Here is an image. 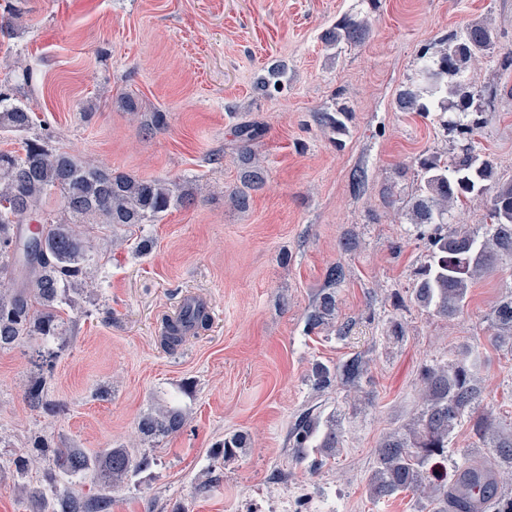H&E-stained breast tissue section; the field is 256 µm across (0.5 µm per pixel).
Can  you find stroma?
<instances>
[{
	"label": "stroma",
	"mask_w": 512,
	"mask_h": 512,
	"mask_svg": "<svg viewBox=\"0 0 512 512\" xmlns=\"http://www.w3.org/2000/svg\"><path fill=\"white\" fill-rule=\"evenodd\" d=\"M9 5L20 16L14 36L0 37V84L33 108L34 135L199 193L158 224L90 229L95 285L61 314L41 401L26 395L36 340L0 349V512H33L22 488L52 460L39 458L23 477L13 461L37 438L147 456L149 466L113 491L111 512H271L283 496L294 512H419L410 494L370 501L375 450L410 423L421 368L464 345L480 354L484 409L512 430V349L489 343L490 312L512 292V267L479 279L454 318L411 303L428 244L405 217L412 178L394 179L397 166L413 170L420 156L468 144L512 177V0H379L373 10L366 0H0V11ZM362 10L369 38L327 49L321 33ZM479 20L498 51L464 74L475 106L493 103L474 135L445 129L435 111H399L420 51ZM275 65L285 81L269 93L261 81ZM126 94L139 113L123 110ZM341 105L351 120L337 144L315 115ZM158 108L168 115L161 131L149 127ZM244 121L263 129L266 183L241 211L228 193L239 182L234 128ZM390 182L396 203L387 208ZM129 236L147 250L117 246ZM335 265L345 272L336 318L307 330ZM188 293L208 304L211 326L167 349L158 332ZM394 320L403 337L391 334ZM357 354L368 363L362 400L312 387L315 363ZM166 406L183 413V428L144 437L142 418ZM308 412L336 415L343 433L342 453L314 474L289 456L288 434ZM233 434L246 447L218 457Z\"/></svg>",
	"instance_id": "35a3bbf8"
}]
</instances>
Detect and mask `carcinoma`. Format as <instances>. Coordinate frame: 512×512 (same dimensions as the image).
Here are the masks:
<instances>
[{
	"instance_id": "cac0c4a2",
	"label": "carcinoma",
	"mask_w": 512,
	"mask_h": 512,
	"mask_svg": "<svg viewBox=\"0 0 512 512\" xmlns=\"http://www.w3.org/2000/svg\"><path fill=\"white\" fill-rule=\"evenodd\" d=\"M370 34L366 17L346 15L323 31L322 42L339 49L360 44ZM493 30L483 21L470 23L457 35L448 34L422 50L417 80L397 95L401 112L428 113L433 108L452 111L443 127L471 134L485 111L470 110L472 94L456 81L471 65L494 56ZM317 122L341 136L347 132L348 111L321 112ZM36 116L21 101L0 91V133L22 144V151H0V348H8L32 336L59 334L62 305L73 306V295L91 287L89 263L92 245L76 228L108 224L114 228L157 224L172 210L192 204L195 192L176 182L143 179L123 171L103 168L70 152L50 149L31 137ZM261 129L244 122L234 129L242 164L240 182L231 194L233 206L245 210L251 192L265 183V170L254 145ZM416 187L406 209L407 223L427 240L431 254L412 288L411 300L443 318L463 312L469 288L501 261L512 262V180L496 173L491 159L472 148L446 157L436 152L419 159L414 172ZM57 194L60 214L46 218L43 201ZM485 200L490 220L485 236L465 227L448 230L451 211L471 199ZM343 269L331 268L324 288L307 315V325L318 328L335 318L336 286ZM207 306L197 302L170 325L165 345L173 350L185 339L186 330L197 336L209 329ZM490 343L512 349V292L501 297L491 312ZM472 348H462L447 363L426 365L420 372V409L410 427L388 436L375 450L376 463L368 480V494L376 502L410 493L423 500L428 512H475L486 505L493 512H512V492L502 491L503 474L512 480V435L495 426L481 410ZM366 372V361L355 355L341 366L318 364L312 386L324 391L339 382L357 388ZM468 420L474 437L491 449L485 461H472L448 474V440ZM184 416L165 410L144 417L140 431L147 438L167 437L182 429ZM342 434L336 416L326 419L304 414L289 433L291 457L311 472L340 452ZM51 454L54 472L44 482L25 486L26 497L37 512H108L109 493L148 466L147 459L130 449L51 448L41 440L33 452L15 461L24 475L35 455ZM87 476L100 493L84 499L59 486L58 475Z\"/></svg>"
}]
</instances>
